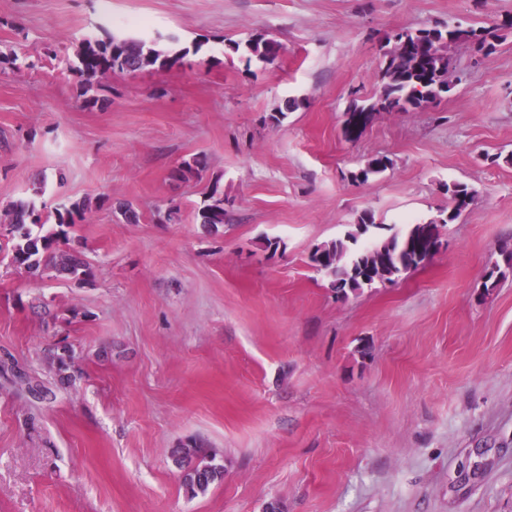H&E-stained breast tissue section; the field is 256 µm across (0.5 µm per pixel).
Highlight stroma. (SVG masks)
Returning <instances> with one entry per match:
<instances>
[{
    "mask_svg": "<svg viewBox=\"0 0 512 512\" xmlns=\"http://www.w3.org/2000/svg\"><path fill=\"white\" fill-rule=\"evenodd\" d=\"M448 23L500 26L495 52L457 44L448 93L346 135L388 37ZM104 28L186 55L88 107L72 65ZM258 35L273 62L232 51ZM0 52L23 63L0 69V206L40 181L50 207L107 200L69 231L89 281L0 262V512H512V269L484 289L512 252V0H0ZM451 182L477 197L450 222ZM365 210L442 246L341 301L310 255ZM191 439L224 466L193 498L169 456ZM216 189L211 196L212 203L204 205L198 212L200 224L218 228L224 225V195L215 198Z\"/></svg>",
    "mask_w": 512,
    "mask_h": 512,
    "instance_id": "35a3bbf8",
    "label": "stroma"
}]
</instances>
